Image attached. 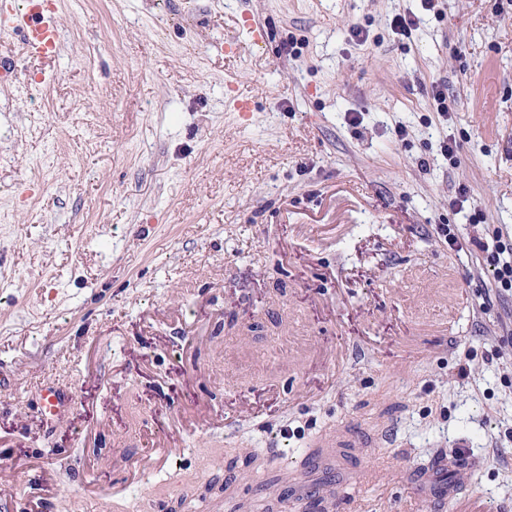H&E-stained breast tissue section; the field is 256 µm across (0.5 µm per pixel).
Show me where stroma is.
<instances>
[{
  "instance_id": "stroma-1",
  "label": "stroma",
  "mask_w": 512,
  "mask_h": 512,
  "mask_svg": "<svg viewBox=\"0 0 512 512\" xmlns=\"http://www.w3.org/2000/svg\"><path fill=\"white\" fill-rule=\"evenodd\" d=\"M502 3L60 0L58 55L0 81V512H300L330 431L339 512L460 448V499L512 512V291L438 234L512 233ZM41 397L43 400L42 415L47 421L58 416L66 405V398L62 391L53 385H43ZM396 477V471L389 465H369L361 470V483L364 485H384L391 483Z\"/></svg>"
}]
</instances>
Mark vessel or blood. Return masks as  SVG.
<instances>
[{
  "label": "vessel or blood",
  "instance_id": "obj_1",
  "mask_svg": "<svg viewBox=\"0 0 512 512\" xmlns=\"http://www.w3.org/2000/svg\"><path fill=\"white\" fill-rule=\"evenodd\" d=\"M55 0H29L26 8H18L15 0H0V34L18 37L27 56L50 59L57 55L61 45V32L57 20ZM42 414L45 419L59 415L66 405L62 391L52 385L41 388ZM471 464L468 450H460L454 456L435 458L431 467L419 473L414 484L412 498L415 512H453L456 503L455 483L442 484L438 478L443 473H461ZM396 471L389 465H369L361 471L365 485L391 483Z\"/></svg>",
  "mask_w": 512,
  "mask_h": 512
}]
</instances>
